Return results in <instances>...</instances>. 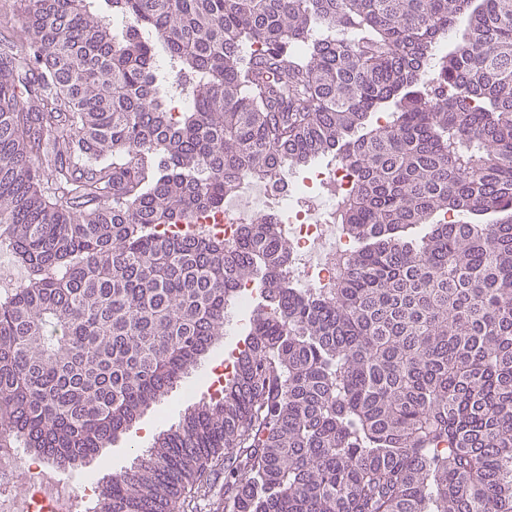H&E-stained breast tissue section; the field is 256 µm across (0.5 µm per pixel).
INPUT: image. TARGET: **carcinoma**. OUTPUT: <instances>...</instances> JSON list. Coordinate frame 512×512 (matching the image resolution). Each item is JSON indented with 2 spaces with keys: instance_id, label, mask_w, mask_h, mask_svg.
Masks as SVG:
<instances>
[{
  "instance_id": "1",
  "label": "carcinoma",
  "mask_w": 512,
  "mask_h": 512,
  "mask_svg": "<svg viewBox=\"0 0 512 512\" xmlns=\"http://www.w3.org/2000/svg\"><path fill=\"white\" fill-rule=\"evenodd\" d=\"M17 37L0 234L28 276L0 292V433L85 462L249 280L221 395L93 512H179L220 461L215 512H512V0H25ZM330 156L355 179L332 291L290 285L269 216L231 243L148 231Z\"/></svg>"
}]
</instances>
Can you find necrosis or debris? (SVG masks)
<instances>
[{
  "mask_svg": "<svg viewBox=\"0 0 512 512\" xmlns=\"http://www.w3.org/2000/svg\"><path fill=\"white\" fill-rule=\"evenodd\" d=\"M353 182L333 159L299 184L245 178L237 195L201 224L209 236L231 242L257 216L274 217L290 249L289 280L299 288L329 289L354 249L342 224ZM95 494L77 487L63 468L26 459L18 446L0 444V512H92Z\"/></svg>",
  "mask_w": 512,
  "mask_h": 512,
  "instance_id": "1",
  "label": "necrosis or debris"
}]
</instances>
